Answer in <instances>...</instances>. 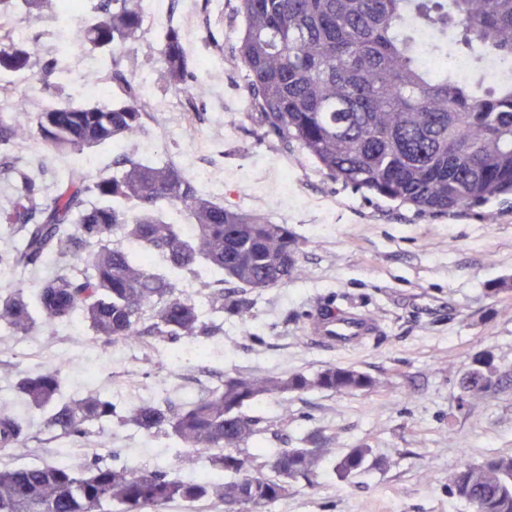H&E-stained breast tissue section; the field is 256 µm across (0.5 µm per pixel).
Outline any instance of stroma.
<instances>
[{"label":"stroma","mask_w":512,"mask_h":512,"mask_svg":"<svg viewBox=\"0 0 512 512\" xmlns=\"http://www.w3.org/2000/svg\"><path fill=\"white\" fill-rule=\"evenodd\" d=\"M191 63L207 94L179 112H152L134 156L184 157L208 167L214 202L288 225L302 243L303 273L286 285L254 291L247 319L225 318L224 329L203 345L182 343L174 362L167 343L93 344L86 323L0 339V399L13 396L19 377L63 367V398L91 392L118 411L167 397L180 402L220 383L225 374H313L334 363L370 375L364 393L310 391L262 398L249 412L270 421L266 449L321 432L337 452L372 449L381 467L344 481L323 462L315 487L294 485L268 512H472L448 493L449 475L486 456H512V199L454 214L413 208L356 191L324 175L297 148L262 137L247 110L244 70L227 65L240 37L235 0H167ZM51 0L38 53L57 52L71 28ZM30 35L28 22L0 18V27ZM26 161L46 187L64 178L69 163L36 138L0 153V169ZM493 212L487 223L485 212ZM364 310L382 323L379 335L345 349H325L309 327L327 303ZM258 342H250L249 334ZM490 352L505 379L495 394L462 399L458 380L471 357ZM30 451L0 449V469L62 462L75 472L112 461L136 470L176 474V439L148 434L118 421L82 440L41 428L31 410Z\"/></svg>","instance_id":"35a3bbf8"}]
</instances>
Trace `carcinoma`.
Wrapping results in <instances>:
<instances>
[{
	"label": "carcinoma",
	"mask_w": 512,
	"mask_h": 512,
	"mask_svg": "<svg viewBox=\"0 0 512 512\" xmlns=\"http://www.w3.org/2000/svg\"><path fill=\"white\" fill-rule=\"evenodd\" d=\"M48 0H0V17L40 20ZM242 35L229 62L243 66L251 106L264 135L299 150L328 177L361 192L418 211L448 214L512 195V79L484 84L480 75L461 81L436 74L415 56L414 31L447 33L449 45L475 70L490 57H512V0H237ZM75 41L109 59L85 72L88 84L109 97L95 105L53 101L62 64L40 59L43 32L23 41L0 37V74L28 72L51 105L36 115L18 107L0 112V148L36 137L58 154L118 145L144 130V101L122 49L139 37L142 0H92ZM157 59L166 85L185 101L199 88L179 30L158 34ZM11 201L0 209V232L21 246L0 253V267L27 270L53 256L55 277L28 294L25 286L0 294V328L26 336L82 315L94 340L138 343L144 336L190 342L223 328L224 316H250L245 293L217 288L211 317L179 290L177 276L205 262L239 288L288 284L302 273L301 243L286 224H272L211 201L197 181L172 163L127 158L108 177L72 168L46 193L38 176L7 172ZM187 214L191 232L166 220L162 207ZM122 234L133 251L112 246ZM163 259L165 270L143 255ZM63 367L21 377L16 393L44 412L46 430L84 439L114 417L149 434L167 433L184 448L182 476L96 464L81 475L63 463L0 471V512H162L169 503L208 499L224 512H265L288 496V486L316 484L322 460L333 452L314 433L297 448L250 451L270 431L244 407L272 395L318 389L364 392L374 379L351 367L326 365L315 374L236 373L181 404L143 402L119 415L100 394L59 399ZM501 383L488 352L475 354L460 379L465 396L488 395ZM29 421L15 404L0 401V447L29 453ZM211 455L218 479L189 477L198 454ZM381 462L372 449L355 446L337 461L340 478H356ZM448 494L475 512H512V456H488L466 464L448 480Z\"/></svg>",
	"instance_id": "obj_1"
}]
</instances>
